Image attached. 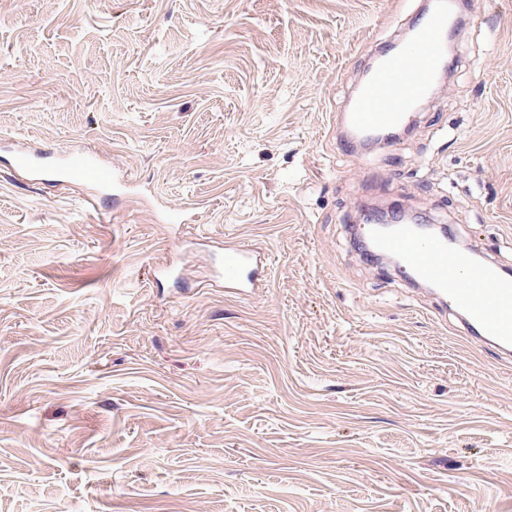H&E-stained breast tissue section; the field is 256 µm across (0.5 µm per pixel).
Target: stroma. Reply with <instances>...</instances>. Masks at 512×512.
Listing matches in <instances>:
<instances>
[{"instance_id":"35a3bbf8","label":"stroma","mask_w":512,"mask_h":512,"mask_svg":"<svg viewBox=\"0 0 512 512\" xmlns=\"http://www.w3.org/2000/svg\"><path fill=\"white\" fill-rule=\"evenodd\" d=\"M412 8L0 0V141L138 183L92 208L0 149V512H512V364L349 233L398 202L512 262V0H474L398 145L336 141ZM228 240L268 288L207 286Z\"/></svg>"}]
</instances>
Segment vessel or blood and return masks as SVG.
Instances as JSON below:
<instances>
[{
	"mask_svg": "<svg viewBox=\"0 0 512 512\" xmlns=\"http://www.w3.org/2000/svg\"><path fill=\"white\" fill-rule=\"evenodd\" d=\"M460 0H429L418 24L403 32V49L376 56V64L358 87L350 108L336 120V137L352 152L386 145L394 131L405 128L415 104L428 100L450 66L448 40L463 22ZM57 164L64 182L106 190L118 178L96 154H65ZM374 250L399 261L417 283L429 286L439 311L453 316L458 332L512 359V275L500 264L481 260L473 248L422 232L413 224L364 230ZM269 267L264 255L243 244L225 243L224 262L215 277L226 293L255 295L265 287Z\"/></svg>",
	"mask_w": 512,
	"mask_h": 512,
	"instance_id": "obj_1",
	"label": "vessel or blood"
}]
</instances>
